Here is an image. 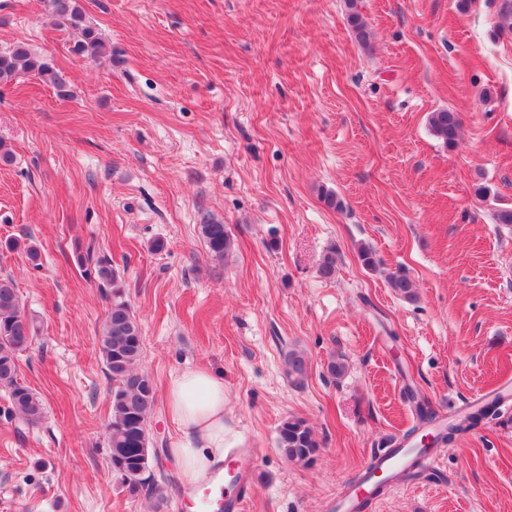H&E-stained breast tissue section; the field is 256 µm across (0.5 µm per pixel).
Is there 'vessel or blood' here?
Here are the masks:
<instances>
[{"instance_id": "1", "label": "vessel or blood", "mask_w": 512, "mask_h": 512, "mask_svg": "<svg viewBox=\"0 0 512 512\" xmlns=\"http://www.w3.org/2000/svg\"><path fill=\"white\" fill-rule=\"evenodd\" d=\"M416 460L407 449L389 445L372 459L373 470L347 485L336 499L338 512H374L379 502L377 487ZM253 456L228 453L223 465L216 467L200 488L175 500L176 512H244L251 494L255 471Z\"/></svg>"}]
</instances>
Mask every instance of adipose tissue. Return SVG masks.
Wrapping results in <instances>:
<instances>
[{
  "label": "adipose tissue",
  "instance_id": "adipose-tissue-1",
  "mask_svg": "<svg viewBox=\"0 0 512 512\" xmlns=\"http://www.w3.org/2000/svg\"><path fill=\"white\" fill-rule=\"evenodd\" d=\"M166 403L189 442L173 449L183 481L205 479L224 457V382L206 370H186L175 376Z\"/></svg>",
  "mask_w": 512,
  "mask_h": 512
}]
</instances>
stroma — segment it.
I'll list each match as a JSON object with an SVG mask.
<instances>
[{
    "mask_svg": "<svg viewBox=\"0 0 512 512\" xmlns=\"http://www.w3.org/2000/svg\"><path fill=\"white\" fill-rule=\"evenodd\" d=\"M501 2L357 0L364 47L348 0H80L112 47L91 60L43 0H0V51L26 43L67 85L0 84V275L40 323L18 374L46 408L27 427L0 397V512H173L187 489L162 399L159 496L129 494L110 468L108 301L79 245L123 279L158 393L188 369L223 378L226 446L257 462L245 512H332L377 449L419 441L416 405L448 419L512 388V226L493 219L512 205ZM444 108L461 120L452 149L427 123ZM208 220L234 240L224 260L207 252ZM397 271L417 301L389 288ZM292 349L308 359L299 385ZM289 417L316 433L312 466L276 447ZM434 459L376 512H512V402ZM286 372L288 378L294 384H301L308 369L307 358L305 355L297 350H290L285 356Z\"/></svg>",
    "mask_w": 512,
    "mask_h": 512,
    "instance_id": "1",
    "label": "stroma"
}]
</instances>
